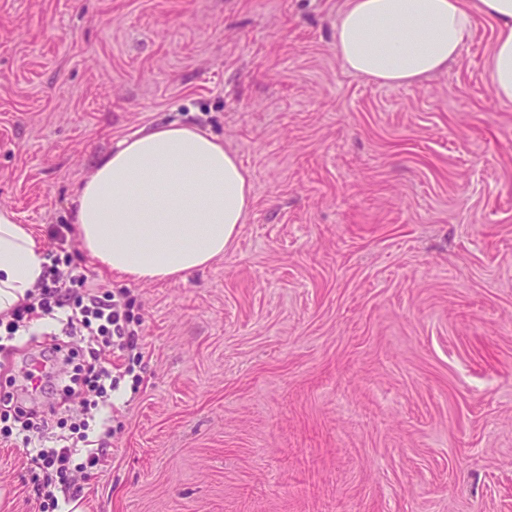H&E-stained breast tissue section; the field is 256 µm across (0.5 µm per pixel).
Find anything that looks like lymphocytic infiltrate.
I'll list each match as a JSON object with an SVG mask.
<instances>
[{
	"mask_svg": "<svg viewBox=\"0 0 512 512\" xmlns=\"http://www.w3.org/2000/svg\"><path fill=\"white\" fill-rule=\"evenodd\" d=\"M81 284L82 296H75L73 284ZM58 324V331L46 334L41 358H57L70 363L73 351L68 337H80L83 363L73 382L80 398L82 418L80 437L54 432L47 412L28 410L23 414L16 434L31 464L44 474L66 475L75 455H85L90 464H98L105 453L106 440L112 435L111 393L123 375L120 355L137 349L143 340L127 310L124 294L100 297L86 277L56 267L46 269L42 280L27 300L19 305L6 323L9 333L41 320Z\"/></svg>",
	"mask_w": 512,
	"mask_h": 512,
	"instance_id": "obj_1",
	"label": "lymphocytic infiltrate"
}]
</instances>
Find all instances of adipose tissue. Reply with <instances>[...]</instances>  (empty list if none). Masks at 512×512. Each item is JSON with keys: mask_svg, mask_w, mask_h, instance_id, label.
I'll return each mask as SVG.
<instances>
[{"mask_svg": "<svg viewBox=\"0 0 512 512\" xmlns=\"http://www.w3.org/2000/svg\"><path fill=\"white\" fill-rule=\"evenodd\" d=\"M497 35L485 80L512 104V0H345L334 49L342 66L388 87L421 82L455 59L475 17ZM253 185L222 139L170 122L119 141L77 188L68 218L81 249L135 281H180L223 257ZM44 243L0 209V315L42 279Z\"/></svg>", "mask_w": 512, "mask_h": 512, "instance_id": "ef3b65f1", "label": "adipose tissue"}]
</instances>
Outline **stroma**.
Returning a JSON list of instances; mask_svg holds the SVG:
<instances>
[{
	"label": "stroma",
	"instance_id": "obj_1",
	"mask_svg": "<svg viewBox=\"0 0 512 512\" xmlns=\"http://www.w3.org/2000/svg\"><path fill=\"white\" fill-rule=\"evenodd\" d=\"M344 0H0V209L127 291L145 328L80 512H512V104L476 18L390 88L348 72ZM220 136L254 200L178 282L99 268L49 227L98 157L172 120ZM40 323L0 349L30 408ZM0 436V512H45Z\"/></svg>",
	"mask_w": 512,
	"mask_h": 512
}]
</instances>
